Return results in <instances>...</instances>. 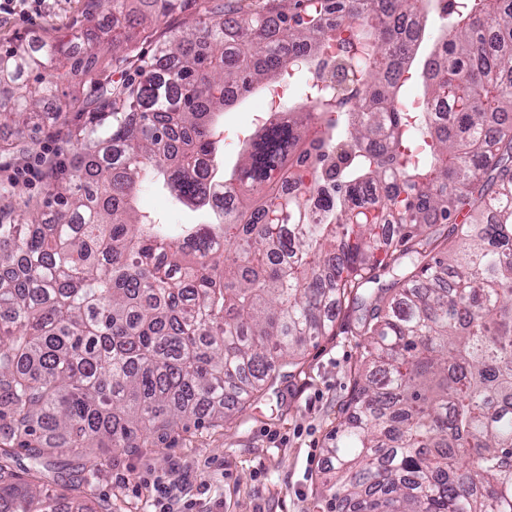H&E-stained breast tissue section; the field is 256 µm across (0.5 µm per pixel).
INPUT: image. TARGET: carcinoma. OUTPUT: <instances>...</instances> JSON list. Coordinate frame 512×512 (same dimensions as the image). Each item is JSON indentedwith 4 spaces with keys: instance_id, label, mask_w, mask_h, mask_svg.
Masks as SVG:
<instances>
[{
    "instance_id": "carcinoma-1",
    "label": "carcinoma",
    "mask_w": 512,
    "mask_h": 512,
    "mask_svg": "<svg viewBox=\"0 0 512 512\" xmlns=\"http://www.w3.org/2000/svg\"><path fill=\"white\" fill-rule=\"evenodd\" d=\"M110 2L107 25L0 48V128L50 119L75 151L48 161L40 201L0 183V512H104L53 493L50 458L77 450L88 474L100 448L243 410L347 300L363 342L329 512H512V0H267L149 53L135 28L190 0ZM109 34L136 78L104 83L112 111L80 123L61 85L96 75ZM285 77L306 105L220 175L215 115ZM293 155L288 181L312 185L265 191ZM154 182L208 220L140 214ZM237 184L258 200L214 203ZM13 444L36 447L28 480Z\"/></svg>"
}]
</instances>
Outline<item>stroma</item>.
Wrapping results in <instances>:
<instances>
[{"label": "stroma", "instance_id": "1", "mask_svg": "<svg viewBox=\"0 0 512 512\" xmlns=\"http://www.w3.org/2000/svg\"><path fill=\"white\" fill-rule=\"evenodd\" d=\"M108 14L107 0H53L48 11L25 19L2 14L0 44L51 41ZM55 154L67 158L72 149L38 134L22 162L0 155V180L13 178L18 166L32 168L34 176L18 185L23 195L42 196L39 172ZM136 205L171 224L200 218L164 190L142 189ZM361 343L355 313L342 306L329 335L307 346L301 372L277 377L245 411L227 412L217 426L176 430L157 446L105 449L88 497L108 502L112 512H155L149 480L163 475L176 482L175 512H326V447L346 415Z\"/></svg>", "mask_w": 512, "mask_h": 512}]
</instances>
